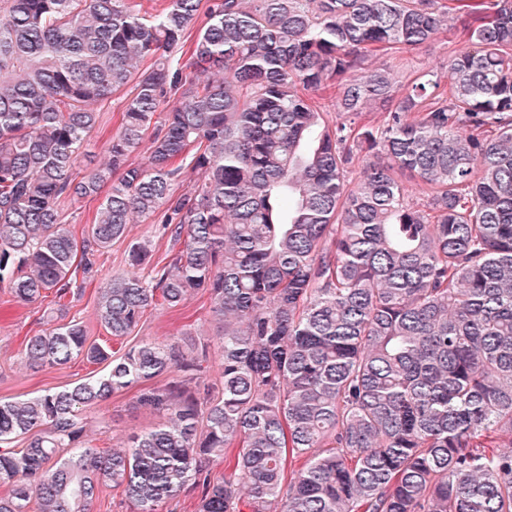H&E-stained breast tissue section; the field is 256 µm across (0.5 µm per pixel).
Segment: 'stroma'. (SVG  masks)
Masks as SVG:
<instances>
[{
	"label": "stroma",
	"mask_w": 512,
	"mask_h": 512,
	"mask_svg": "<svg viewBox=\"0 0 512 512\" xmlns=\"http://www.w3.org/2000/svg\"><path fill=\"white\" fill-rule=\"evenodd\" d=\"M452 46L446 34H439L427 45L413 49L399 47L384 56L383 64L391 68L399 83H407L417 68L431 69L438 74L448 72ZM148 239L155 256H162L171 243L162 234L159 216L136 218L128 227L125 238L113 243L108 253L97 261V281L105 283L122 275L128 269L127 252L132 242ZM97 293L95 287L86 288L84 294L70 305L66 316L82 321L90 330V338L111 349L120 345H134L145 339L183 341L192 338L195 349L204 350L202 385H219L222 370L223 324L213 316L206 295L194 294L184 305L171 310L151 307L140 324L123 342L113 341L97 320ZM56 322L51 302L17 303L0 291V398H29L47 390H60L88 380L100 373L99 365L77 358L64 367L46 366L38 370L27 369L20 359V343L24 337L45 330ZM135 390L129 389L113 395L84 413L89 438L97 446L108 448L126 440L133 433L146 432L162 422L161 413L140 407L135 401Z\"/></svg>",
	"instance_id": "stroma-1"
}]
</instances>
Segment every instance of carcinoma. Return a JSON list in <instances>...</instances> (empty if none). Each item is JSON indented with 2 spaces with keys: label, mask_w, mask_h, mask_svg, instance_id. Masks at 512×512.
Returning a JSON list of instances; mask_svg holds the SVG:
<instances>
[{
  "label": "carcinoma",
  "mask_w": 512,
  "mask_h": 512,
  "mask_svg": "<svg viewBox=\"0 0 512 512\" xmlns=\"http://www.w3.org/2000/svg\"><path fill=\"white\" fill-rule=\"evenodd\" d=\"M155 2L0 0V289L62 312L161 212L172 248L130 244L98 320L120 340L206 294L221 388L190 389L178 342L115 356L74 319L24 337L29 368L106 370L0 399V512H91L109 485L137 512L197 486L198 512H512V0ZM440 33L445 80L397 98L364 68ZM126 89L108 161L77 170ZM98 195L78 239L61 201ZM134 387L165 421L98 447L83 412Z\"/></svg>",
  "instance_id": "1"
}]
</instances>
